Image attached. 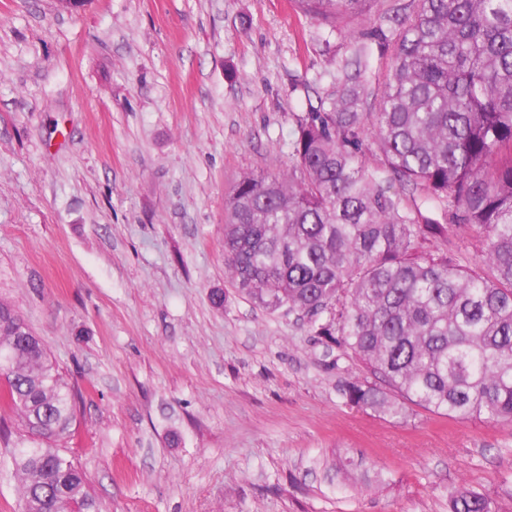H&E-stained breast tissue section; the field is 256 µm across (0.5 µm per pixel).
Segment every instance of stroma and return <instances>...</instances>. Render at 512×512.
I'll return each instance as SVG.
<instances>
[{"label":"stroma","instance_id":"35a3bbf8","mask_svg":"<svg viewBox=\"0 0 512 512\" xmlns=\"http://www.w3.org/2000/svg\"><path fill=\"white\" fill-rule=\"evenodd\" d=\"M379 27L340 39L294 0H0V302L82 392L66 450L100 512H450L462 486L512 512V424L347 405L364 365L224 263L225 198L287 166L339 61L364 46L384 73Z\"/></svg>","mask_w":512,"mask_h":512}]
</instances>
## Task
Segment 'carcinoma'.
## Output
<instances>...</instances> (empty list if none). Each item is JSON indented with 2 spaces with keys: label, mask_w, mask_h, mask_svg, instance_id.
Instances as JSON below:
<instances>
[{
  "label": "carcinoma",
  "mask_w": 512,
  "mask_h": 512,
  "mask_svg": "<svg viewBox=\"0 0 512 512\" xmlns=\"http://www.w3.org/2000/svg\"><path fill=\"white\" fill-rule=\"evenodd\" d=\"M296 2L339 35L381 4ZM380 20L384 80L358 48L298 117L288 169L236 182L225 263L255 304L309 316L364 364L373 380L347 382L348 405L512 423V0H407ZM473 232L479 268L448 256L449 237ZM0 352V406L28 433L11 452L21 512H99L64 450L81 393L3 303ZM450 512L493 510L459 488Z\"/></svg>",
  "instance_id": "obj_1"
}]
</instances>
